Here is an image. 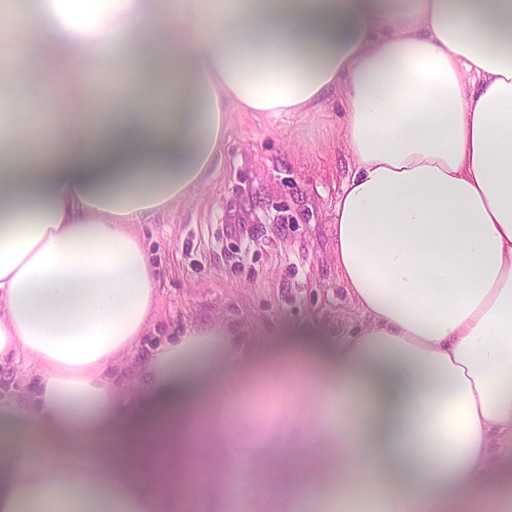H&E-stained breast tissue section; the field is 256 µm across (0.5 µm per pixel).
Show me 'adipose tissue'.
I'll return each instance as SVG.
<instances>
[{"mask_svg": "<svg viewBox=\"0 0 512 512\" xmlns=\"http://www.w3.org/2000/svg\"><path fill=\"white\" fill-rule=\"evenodd\" d=\"M23 52L0 69V369L36 364L0 399V512H183L201 501L144 458L222 467L233 320L187 328L137 369L155 268L139 224L194 193L230 112L341 105L352 159L336 264L362 318L329 353L291 347L238 386L288 381L313 419L310 481L255 467L313 503L382 475L380 512H512V0H25L0 7ZM113 44L100 108L84 76ZM52 76L58 112L17 86Z\"/></svg>", "mask_w": 512, "mask_h": 512, "instance_id": "ef3b65f1", "label": "adipose tissue"}]
</instances>
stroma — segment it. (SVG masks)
I'll return each mask as SVG.
<instances>
[{
  "instance_id": "obj_1",
  "label": "stroma",
  "mask_w": 512,
  "mask_h": 512,
  "mask_svg": "<svg viewBox=\"0 0 512 512\" xmlns=\"http://www.w3.org/2000/svg\"><path fill=\"white\" fill-rule=\"evenodd\" d=\"M339 103L322 112L279 117L235 112L224 124V151L193 197L142 225L156 268L152 325L128 355L138 366L185 326L240 323L253 360L292 342L326 344L349 335L361 318L336 266L337 197L350 161L339 142ZM283 207L284 224L252 225L241 244L230 224ZM231 429L274 423L282 443H300L307 423L297 395L258 387L241 394Z\"/></svg>"
}]
</instances>
